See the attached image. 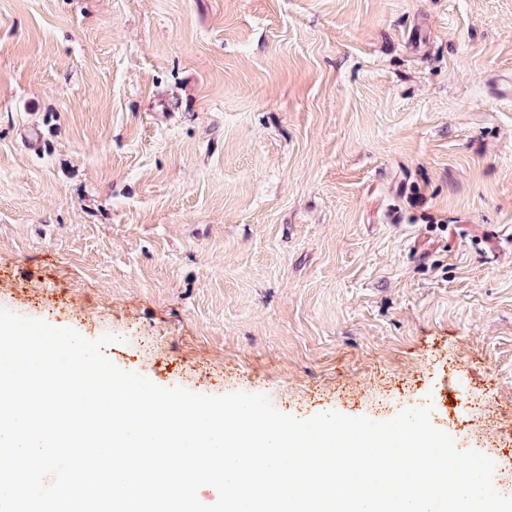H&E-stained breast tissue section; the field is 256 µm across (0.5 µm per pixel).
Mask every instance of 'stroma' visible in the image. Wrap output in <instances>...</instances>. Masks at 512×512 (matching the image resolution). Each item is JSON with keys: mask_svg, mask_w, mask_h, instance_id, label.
I'll return each instance as SVG.
<instances>
[{"mask_svg": "<svg viewBox=\"0 0 512 512\" xmlns=\"http://www.w3.org/2000/svg\"><path fill=\"white\" fill-rule=\"evenodd\" d=\"M0 308L512 496V0H0Z\"/></svg>", "mask_w": 512, "mask_h": 512, "instance_id": "stroma-1", "label": "stroma"}]
</instances>
